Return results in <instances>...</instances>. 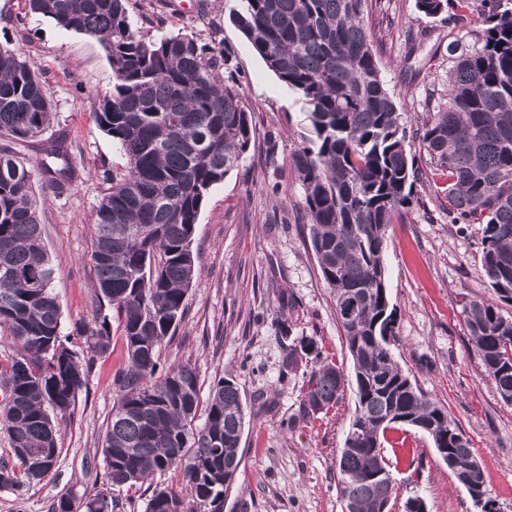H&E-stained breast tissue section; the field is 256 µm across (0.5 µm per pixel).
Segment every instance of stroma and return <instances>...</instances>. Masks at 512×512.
Segmentation results:
<instances>
[{
	"label": "stroma",
	"instance_id": "obj_1",
	"mask_svg": "<svg viewBox=\"0 0 512 512\" xmlns=\"http://www.w3.org/2000/svg\"><path fill=\"white\" fill-rule=\"evenodd\" d=\"M237 0H127L141 35L183 33L221 40L231 56L238 97L253 138L238 167L213 186L192 244L196 273L185 317L161 347V370L195 367L201 398L217 380L237 383L247 425L235 481L223 512H342L336 458L355 410L353 389L328 414L301 418L304 376L282 377L290 340L314 338L322 353L351 370L333 293L311 249L301 208L302 188L290 155L308 132L306 106L270 71L232 24ZM382 75L399 97L406 148L419 174L411 200L391 225L384 250L388 298L396 312L395 359L427 398L443 406L469 440L496 512H512V403L485 377L480 352L462 309L473 299L494 300L481 263V227L448 221L441 179L419 136L446 100L448 45L470 42L484 23L427 18L415 0H379L366 18ZM17 49L39 70L53 120L48 136L65 139L75 178L62 196L38 195V213L63 333L92 322L91 264L95 211L127 159L99 126L100 98L112 91V65L93 36L67 31L31 12L28 0H0V45ZM293 305L291 328L276 325L280 297ZM111 347L97 357L69 415L60 420L59 457L40 483L0 487V512H49L54 500L84 498L101 487V448L112 418L113 378L125 361L123 329L111 307ZM299 417L296 427L289 418ZM384 456L395 478L392 512L421 496L428 512H480L438 455L431 439L403 426L388 432Z\"/></svg>",
	"mask_w": 512,
	"mask_h": 512
}]
</instances>
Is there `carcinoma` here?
<instances>
[{
  "mask_svg": "<svg viewBox=\"0 0 512 512\" xmlns=\"http://www.w3.org/2000/svg\"><path fill=\"white\" fill-rule=\"evenodd\" d=\"M31 11L61 28L94 36L112 65V93L99 123L122 148L127 168L112 177L94 224L95 301L123 325L127 361L113 383L116 400L102 455L106 483L51 512H115V487L134 488L157 474L145 512H216L224 500V464L240 465L246 414L238 385L211 389L202 425L198 374L181 364L156 380L162 343L185 316L195 275L192 242L209 190L238 166L251 142L248 112L224 82L230 57L216 40L187 34L147 40L133 27L126 0H29ZM371 0H238L230 19L267 68L307 107L311 135L291 156L303 190L311 248L332 289L353 361L357 405L351 426L361 439L341 448L338 487L348 512H380L394 486L377 483L376 443L398 426L427 428L434 447L449 449L457 480L474 463L470 443L394 359L395 310L389 307L383 249L390 224L409 205L418 174L407 151L396 94L384 80L365 16ZM427 18L452 12L457 23L487 13L471 44L452 41L448 100L425 125L424 150L446 177L452 224H480L482 264L501 301L512 302V9L501 0H415ZM45 82L21 54L0 46V135L16 142L49 128ZM43 188L60 194L74 179L64 142L47 141ZM54 269L43 241L31 166L0 148V326L19 349L0 371V427L19 470L0 468V486L40 482L54 466V419L66 415L85 383V360L107 353L108 317L77 325L86 357L61 335ZM466 326L487 377L512 402V319L474 299ZM304 415L339 404L342 367L322 358L312 337L288 346L282 377L307 362Z\"/></svg>",
  "mask_w": 512,
  "mask_h": 512,
  "instance_id": "cac0c4a2",
  "label": "carcinoma"
}]
</instances>
